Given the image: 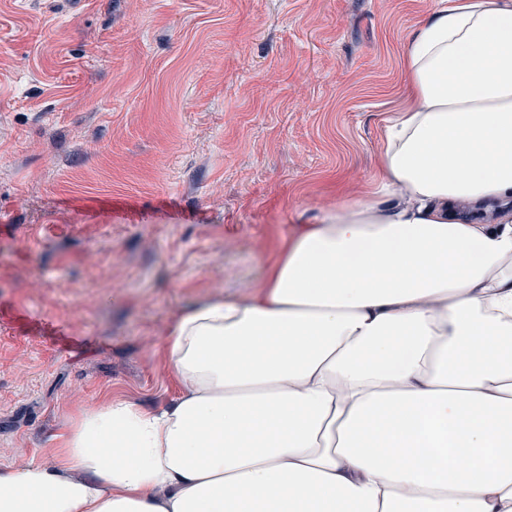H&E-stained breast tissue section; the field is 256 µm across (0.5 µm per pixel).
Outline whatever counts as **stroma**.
<instances>
[{
	"mask_svg": "<svg viewBox=\"0 0 512 512\" xmlns=\"http://www.w3.org/2000/svg\"><path fill=\"white\" fill-rule=\"evenodd\" d=\"M441 0H0V470L107 399L178 395L164 338L376 180Z\"/></svg>",
	"mask_w": 512,
	"mask_h": 512,
	"instance_id": "obj_1",
	"label": "stroma"
}]
</instances>
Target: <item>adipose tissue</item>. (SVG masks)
<instances>
[{"instance_id":"obj_1","label":"adipose tissue","mask_w":512,"mask_h":512,"mask_svg":"<svg viewBox=\"0 0 512 512\" xmlns=\"http://www.w3.org/2000/svg\"><path fill=\"white\" fill-rule=\"evenodd\" d=\"M372 193L182 312L167 409L108 400L0 512H512V0L411 38Z\"/></svg>"}]
</instances>
